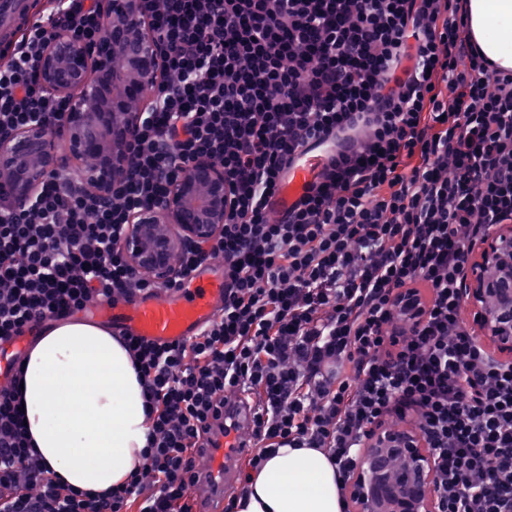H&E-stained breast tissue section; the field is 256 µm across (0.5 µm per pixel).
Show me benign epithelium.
I'll return each instance as SVG.
<instances>
[{
  "label": "benign epithelium",
  "instance_id": "obj_1",
  "mask_svg": "<svg viewBox=\"0 0 512 512\" xmlns=\"http://www.w3.org/2000/svg\"><path fill=\"white\" fill-rule=\"evenodd\" d=\"M103 11V36L96 47L61 32L43 53L39 80L44 93L71 103L65 139L51 138L36 118L0 137V178L20 206L35 200L50 169L71 159L110 203L131 165L124 146L136 132L140 112L135 104L158 71L159 50L137 19L133 0H104ZM223 224L224 169L210 159H195L174 180L161 206L144 212L132 226L123 250L134 268L168 280L178 273L181 247L214 237ZM464 297L480 305L473 317L476 339L512 357L511 234L488 230L480 260L468 267ZM432 467L415 431L375 439L354 478L361 512H427L437 496Z\"/></svg>",
  "mask_w": 512,
  "mask_h": 512
}]
</instances>
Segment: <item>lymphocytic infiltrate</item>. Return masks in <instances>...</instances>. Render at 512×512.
Here are the masks:
<instances>
[{
    "instance_id": "f902f5d3",
    "label": "lymphocytic infiltrate",
    "mask_w": 512,
    "mask_h": 512,
    "mask_svg": "<svg viewBox=\"0 0 512 512\" xmlns=\"http://www.w3.org/2000/svg\"><path fill=\"white\" fill-rule=\"evenodd\" d=\"M44 24L0 54V136L69 103L43 92L44 45H94L103 0H50ZM470 0H136L160 48L132 145L104 203L50 171L15 207L0 186V339L98 298L150 295L122 247L193 159L224 169V224L183 246L189 275L224 260V305L190 340L119 336L149 426L126 484L86 492L30 445L13 369L0 389V512H193L195 458L230 399L254 409L241 484L281 448H317L349 488L385 417L414 413L438 512H512V362L462 318L465 270L512 223V69L472 36ZM338 138L289 212L268 195L296 151Z\"/></svg>"
}]
</instances>
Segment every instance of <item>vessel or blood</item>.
Wrapping results in <instances>:
<instances>
[{
    "mask_svg": "<svg viewBox=\"0 0 512 512\" xmlns=\"http://www.w3.org/2000/svg\"><path fill=\"white\" fill-rule=\"evenodd\" d=\"M11 23L0 31V41L17 40L22 31L42 20L43 13L34 0H11ZM328 145L308 147L295 155L276 190L268 198L269 211L278 218L287 215L308 189L314 185L329 153ZM224 302V275L201 266L182 280L175 292L158 291L147 298L130 301L100 299L97 315L113 330L153 342H182L214 319ZM29 335L15 336L0 343V386L10 377L12 362ZM253 411L247 403L238 402L224 410V427L216 431L214 445L196 459L199 480L192 490L198 512H223L224 492L236 480L237 461L247 448L246 431Z\"/></svg>",
    "mask_w": 512,
    "mask_h": 512,
    "instance_id": "vessel-or-blood-1",
    "label": "vessel or blood"
}]
</instances>
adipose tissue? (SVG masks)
I'll use <instances>...</instances> for the list:
<instances>
[{"mask_svg":"<svg viewBox=\"0 0 512 512\" xmlns=\"http://www.w3.org/2000/svg\"><path fill=\"white\" fill-rule=\"evenodd\" d=\"M486 55L512 68V0H471ZM24 416L54 476L103 492L127 482L147 443L138 377L109 329L69 319L44 329L25 356ZM236 512H341L336 473L312 448H284L251 479Z\"/></svg>","mask_w":512,"mask_h":512,"instance_id":"obj_1","label":"adipose tissue"}]
</instances>
